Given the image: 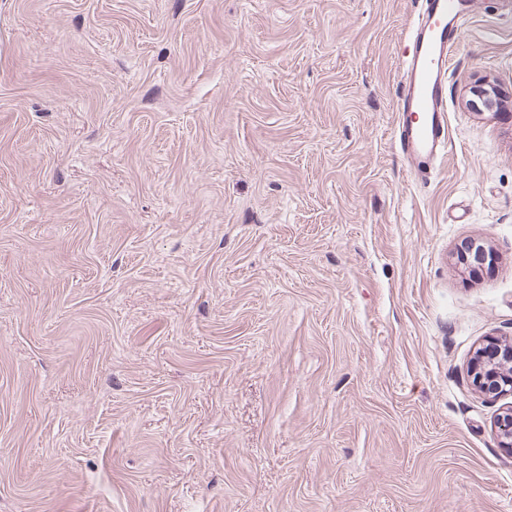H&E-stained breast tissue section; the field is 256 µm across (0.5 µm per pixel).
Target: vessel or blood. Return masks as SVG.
Segmentation results:
<instances>
[{
  "label": "vessel or blood",
  "instance_id": "b4317fda",
  "mask_svg": "<svg viewBox=\"0 0 512 512\" xmlns=\"http://www.w3.org/2000/svg\"><path fill=\"white\" fill-rule=\"evenodd\" d=\"M469 0H420L402 50L395 138L411 175L430 181L452 147L448 133V63L463 36Z\"/></svg>",
  "mask_w": 512,
  "mask_h": 512
}]
</instances>
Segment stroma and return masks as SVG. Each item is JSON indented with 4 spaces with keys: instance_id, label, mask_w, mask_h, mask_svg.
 Instances as JSON below:
<instances>
[{
    "instance_id": "1",
    "label": "stroma",
    "mask_w": 512,
    "mask_h": 512,
    "mask_svg": "<svg viewBox=\"0 0 512 512\" xmlns=\"http://www.w3.org/2000/svg\"><path fill=\"white\" fill-rule=\"evenodd\" d=\"M472 3L422 185L418 0H0V512H512L468 375L512 339V0ZM472 98L469 99V106L475 110H493L501 105L500 93L494 86L479 82L470 91Z\"/></svg>"
}]
</instances>
